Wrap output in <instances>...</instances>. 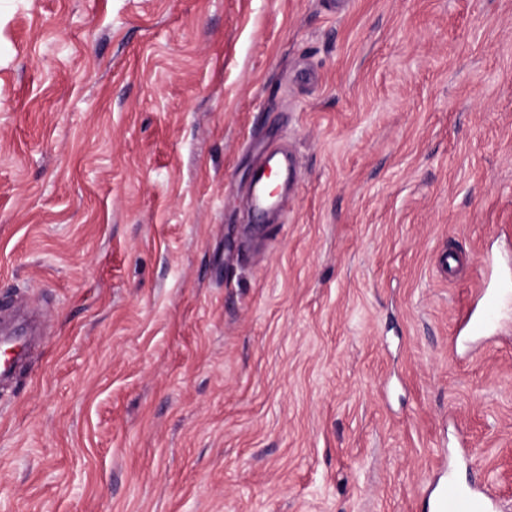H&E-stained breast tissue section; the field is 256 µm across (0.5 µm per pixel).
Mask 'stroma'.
<instances>
[{
    "instance_id": "obj_1",
    "label": "stroma",
    "mask_w": 512,
    "mask_h": 512,
    "mask_svg": "<svg viewBox=\"0 0 512 512\" xmlns=\"http://www.w3.org/2000/svg\"><path fill=\"white\" fill-rule=\"evenodd\" d=\"M489 253L512 0H0V314L42 323L0 512H427L444 452L512 512V304L456 335ZM257 178L250 193L252 213L268 215L276 205V187L273 176H279L284 182L293 173L294 165L287 153L279 151L264 152L258 161Z\"/></svg>"
}]
</instances>
